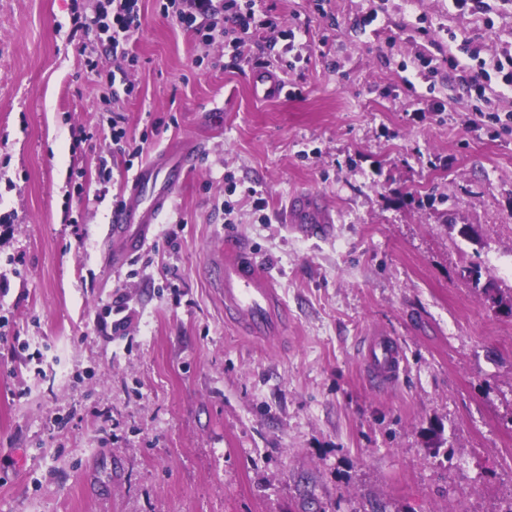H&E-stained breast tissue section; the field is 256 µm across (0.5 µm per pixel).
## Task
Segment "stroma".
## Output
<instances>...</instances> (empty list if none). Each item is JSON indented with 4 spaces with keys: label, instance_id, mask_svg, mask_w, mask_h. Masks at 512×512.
<instances>
[{
    "label": "stroma",
    "instance_id": "obj_1",
    "mask_svg": "<svg viewBox=\"0 0 512 512\" xmlns=\"http://www.w3.org/2000/svg\"><path fill=\"white\" fill-rule=\"evenodd\" d=\"M106 4L0 0V512H512V126L475 119L512 113V0H258L275 43L237 52L139 0L115 84L74 25ZM267 61L287 96H254ZM184 137L196 167L112 268L126 180ZM305 190L325 235L283 220ZM228 235L282 338L225 322ZM377 335L405 359L381 391ZM359 360L373 387H389L399 379L403 352L393 338L376 336L361 347Z\"/></svg>",
    "mask_w": 512,
    "mask_h": 512
}]
</instances>
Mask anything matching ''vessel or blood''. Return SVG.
Segmentation results:
<instances>
[{"mask_svg": "<svg viewBox=\"0 0 512 512\" xmlns=\"http://www.w3.org/2000/svg\"><path fill=\"white\" fill-rule=\"evenodd\" d=\"M252 89L260 99L288 93L286 84L269 69L255 73ZM201 152V145L195 141L175 140L134 171L127 198L113 210L107 229L113 268L122 267L132 253L149 242L155 224L171 206L185 171L196 165ZM284 217L300 226L330 221L321 197L303 192L290 198ZM211 268L224 293V314L243 335L273 338L283 332L288 314L275 288L233 239L225 240L224 250ZM359 360L372 386L388 387L399 378L403 352L393 338L377 336L364 343Z\"/></svg>", "mask_w": 512, "mask_h": 512, "instance_id": "vessel-or-blood-1", "label": "vessel or blood"}]
</instances>
